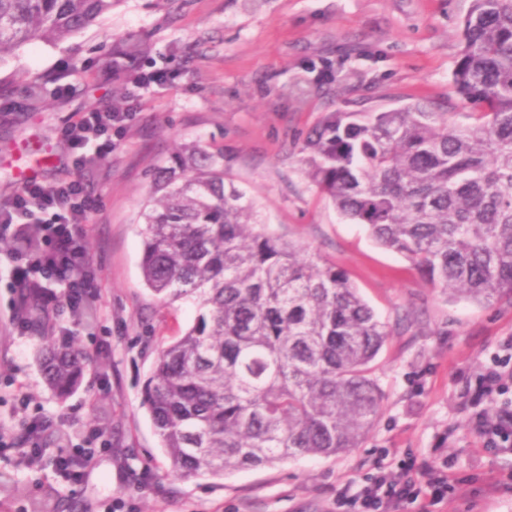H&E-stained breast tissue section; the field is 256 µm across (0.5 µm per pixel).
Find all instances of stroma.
I'll list each match as a JSON object with an SVG mask.
<instances>
[{
  "mask_svg": "<svg viewBox=\"0 0 512 512\" xmlns=\"http://www.w3.org/2000/svg\"><path fill=\"white\" fill-rule=\"evenodd\" d=\"M471 0H116L100 23L60 43L34 42L0 61V203L38 168L47 183L84 181L94 199L85 247L97 268L93 328L58 322L90 359L79 388L58 399L43 382L35 331L10 322L14 290L0 266V426L49 416L43 459L0 447V512H336V502L389 473L454 485L427 512H512V454L484 448L468 398L512 338V302L490 306L432 287L364 225L342 217L305 174L300 146L329 112H382L418 100L464 120L453 85ZM171 79L134 96L132 79ZM39 95L42 107L31 111ZM126 101L134 118L92 171L67 165L62 132L75 113ZM224 149L226 178L269 231L344 269L391 334L372 376L381 413L360 448L301 457L219 478L174 476L141 391L161 346L192 325V301L161 304L141 271V210L175 146ZM32 396L28 407L14 397ZM100 427L110 448L76 483L52 461ZM413 469H403V462Z\"/></svg>",
  "mask_w": 512,
  "mask_h": 512,
  "instance_id": "1",
  "label": "stroma"
}]
</instances>
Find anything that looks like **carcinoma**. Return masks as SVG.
I'll use <instances>...</instances> for the list:
<instances>
[{"mask_svg": "<svg viewBox=\"0 0 512 512\" xmlns=\"http://www.w3.org/2000/svg\"><path fill=\"white\" fill-rule=\"evenodd\" d=\"M114 0H0V62L59 43ZM453 83L476 108L448 120L418 101L329 112L306 136V173L339 213L367 227L427 283L490 305L512 298V0H471ZM226 181L224 148L183 144L157 168L141 211L146 286L192 300L193 324L162 347L143 405L182 477H216L359 447L382 409L370 364L390 330L348 274L267 230ZM92 302L70 310L95 317ZM39 319L41 365L59 399L87 358Z\"/></svg>", "mask_w": 512, "mask_h": 512, "instance_id": "obj_1", "label": "carcinoma"}]
</instances>
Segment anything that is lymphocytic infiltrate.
I'll use <instances>...</instances> for the list:
<instances>
[{
  "label": "lymphocytic infiltrate",
  "mask_w": 512,
  "mask_h": 512,
  "mask_svg": "<svg viewBox=\"0 0 512 512\" xmlns=\"http://www.w3.org/2000/svg\"><path fill=\"white\" fill-rule=\"evenodd\" d=\"M132 118L131 113L113 110L76 113L66 130V141L76 168L90 169L112 152V133ZM93 199L81 181L46 184L33 179L0 204V231H11L15 246L8 256L16 301L13 324L28 328V310L59 311L61 306L79 304L95 291L96 269L86 251L84 221ZM64 285V296L52 294ZM508 353L494 357L479 379L473 401L480 405L472 424L484 447L512 453V405L501 406L503 369L512 364V341ZM420 493L413 485H398L381 475L359 494L362 512H398L401 504H417Z\"/></svg>",
  "instance_id": "f902f5d3"
}]
</instances>
